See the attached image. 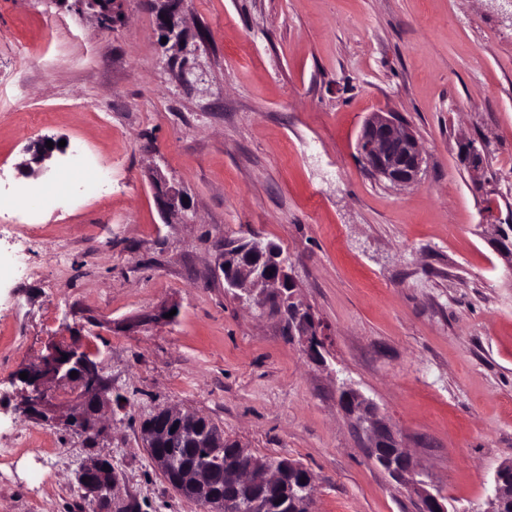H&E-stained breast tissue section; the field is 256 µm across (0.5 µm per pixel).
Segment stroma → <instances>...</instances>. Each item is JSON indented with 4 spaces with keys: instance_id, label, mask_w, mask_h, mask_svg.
<instances>
[{
    "instance_id": "35a3bbf8",
    "label": "stroma",
    "mask_w": 512,
    "mask_h": 512,
    "mask_svg": "<svg viewBox=\"0 0 512 512\" xmlns=\"http://www.w3.org/2000/svg\"><path fill=\"white\" fill-rule=\"evenodd\" d=\"M157 0L101 27L78 0H0V175L11 192L41 136L65 140L59 205L0 222V512H90L78 482L111 460L121 512H203L141 440L156 409L208 417L258 456L316 477L313 512H418L336 405L347 381L403 435L454 512H487L512 462V17L489 0H185L184 51ZM391 112L424 153L412 184L363 167L365 121ZM485 144L480 170L461 145ZM102 169L94 197L66 159ZM161 172L187 196L162 211ZM37 235L36 251L23 237ZM256 234L290 257L299 302L330 331L325 365L227 292L214 258ZM28 269L15 280L14 264ZM100 362L102 433L70 403L20 413L19 375L50 345Z\"/></svg>"
}]
</instances>
